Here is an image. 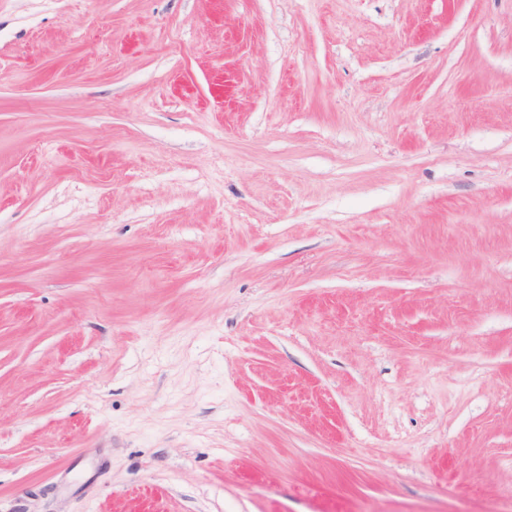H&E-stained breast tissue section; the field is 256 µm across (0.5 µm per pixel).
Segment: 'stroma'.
<instances>
[{
    "label": "stroma",
    "instance_id": "stroma-1",
    "mask_svg": "<svg viewBox=\"0 0 512 512\" xmlns=\"http://www.w3.org/2000/svg\"><path fill=\"white\" fill-rule=\"evenodd\" d=\"M0 512H512V0H0Z\"/></svg>",
    "mask_w": 512,
    "mask_h": 512
}]
</instances>
